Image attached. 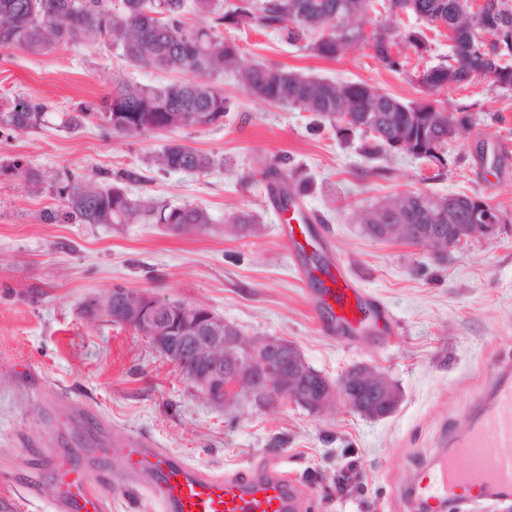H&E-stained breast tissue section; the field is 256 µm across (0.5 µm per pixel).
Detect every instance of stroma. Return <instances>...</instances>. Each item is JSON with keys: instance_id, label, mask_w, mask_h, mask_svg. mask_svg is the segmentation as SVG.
I'll return each mask as SVG.
<instances>
[{"instance_id": "35a3bbf8", "label": "stroma", "mask_w": 512, "mask_h": 512, "mask_svg": "<svg viewBox=\"0 0 512 512\" xmlns=\"http://www.w3.org/2000/svg\"><path fill=\"white\" fill-rule=\"evenodd\" d=\"M224 34L240 46L241 66L364 82L405 102L422 97L413 73L450 50L446 29L429 30L424 57L409 56L394 72L365 44L325 60L270 30L228 26ZM200 79L190 68L127 65L102 42L0 49V97L31 95L50 106L40 128L0 132V162L17 159L43 176L32 184L0 173V498L14 499L18 512H54L57 484L35 451L85 437L84 416L94 411L112 441L145 435L211 474L278 455L305 483L306 512H411L409 478L433 461L442 432L475 417L473 396L492 381L487 360H512V223L438 260L423 245L371 239L359 213L422 190L478 195L512 214V91L476 78L437 93L449 115L471 117L449 140L443 168L405 153L366 157L333 129H314L312 113L249 96L234 70L215 81L233 108L214 126L125 137L93 118L76 132L61 124L63 113L97 108L118 80L156 87ZM173 141L217 165L206 174L158 169L153 157ZM272 156L284 159L286 173L310 179L302 203L319 217L311 230L322 256L367 293L366 328L349 332L317 312L307 260L285 246L271 204L263 161ZM131 168L145 176L127 185L131 198L201 206L209 229L181 235L157 224L44 221L62 205L52 176L106 184ZM242 213L258 216L256 235L225 233ZM116 285L204 306L251 338H287L332 379L372 366L401 402L377 419L339 404L316 413L244 395L212 403L132 327L85 314L88 298Z\"/></svg>"}]
</instances>
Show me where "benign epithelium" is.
Wrapping results in <instances>:
<instances>
[{
    "label": "benign epithelium",
    "instance_id": "1",
    "mask_svg": "<svg viewBox=\"0 0 512 512\" xmlns=\"http://www.w3.org/2000/svg\"><path fill=\"white\" fill-rule=\"evenodd\" d=\"M469 211V224H382L377 232L384 240L410 232L436 256L448 252L455 240H489L499 234L504 223L500 214L479 202ZM85 310L133 327L178 366L183 355L190 354L192 363L184 370L187 380L215 403H227L242 393L255 400L273 393L315 412L339 400L354 412L363 415L370 409L379 418L400 402L398 389L382 372L357 365L333 381L313 370L290 341L277 336L249 340L199 305L125 288L89 300Z\"/></svg>",
    "mask_w": 512,
    "mask_h": 512
}]
</instances>
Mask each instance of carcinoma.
<instances>
[{"label": "carcinoma", "instance_id": "obj_1", "mask_svg": "<svg viewBox=\"0 0 512 512\" xmlns=\"http://www.w3.org/2000/svg\"><path fill=\"white\" fill-rule=\"evenodd\" d=\"M373 0H0V48L21 47L31 52L75 45L85 39L112 43L126 62L160 69L192 68L219 77L239 65V48L224 37V26L257 25L279 32L290 43L319 58L334 60L360 43L371 46L387 68L403 70V49L418 56L429 50L420 29L399 30L400 15L413 14L426 25L450 33L448 62L426 67L412 81L427 96L403 102L386 93L368 94L370 85L339 84L281 68L253 65L239 71L248 93L272 106L298 108L315 115L317 126L327 123L336 135L360 140L367 157L397 153L396 134L420 138L425 134V160L445 165L448 135L454 133L448 113L428 97L450 83L474 77H495L512 90V0H486L483 12L463 16L465 0H387L385 20L371 33L352 19L369 16ZM231 110V102L207 82H174L163 87L117 83L104 97L97 113L102 127L114 134L137 136L148 131H172L214 125ZM48 105L30 96H16L0 108V128L40 126ZM92 113L76 109L65 113L62 124L77 130ZM283 160L265 164V178L277 182L282 208L308 190V181L285 173ZM155 164L164 171L206 173L216 165L210 155L170 143ZM135 169L114 174L102 185L92 178L65 175L54 185L62 208L44 214V220L67 224H163L183 226V233L204 231L209 213L192 204L169 206L151 198L135 201L123 188L141 181ZM469 197H438L409 193L362 214L366 233L377 237L376 224H446L448 206H455L457 224H468Z\"/></svg>", "mask_w": 512, "mask_h": 512}]
</instances>
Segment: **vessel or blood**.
<instances>
[{"mask_svg":"<svg viewBox=\"0 0 512 512\" xmlns=\"http://www.w3.org/2000/svg\"><path fill=\"white\" fill-rule=\"evenodd\" d=\"M285 241L290 249L312 246L307 227L310 213L298 209L279 211ZM319 305L332 320L346 327L366 321L365 296L344 271L328 277ZM487 368L497 380L479 415L449 442L448 452L428 467L406 498L409 504H426L429 512H443L448 502L469 499L472 492L512 491V363L490 359ZM113 455L121 461L118 477L158 491L160 512H299L300 484L279 459L231 475L205 473L149 440L134 436L117 443ZM71 448L61 446L41 452L40 459L57 481L58 512H109L108 495L80 465H65Z\"/></svg>","mask_w":512,"mask_h":512,"instance_id":"vessel-or-blood-1","label":"vessel or blood"}]
</instances>
